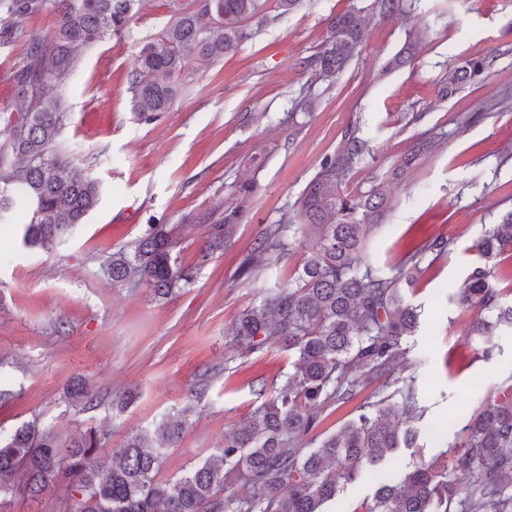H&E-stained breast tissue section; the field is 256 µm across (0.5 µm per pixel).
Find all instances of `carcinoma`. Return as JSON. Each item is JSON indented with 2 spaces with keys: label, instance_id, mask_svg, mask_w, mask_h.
I'll return each mask as SVG.
<instances>
[{
  "label": "carcinoma",
  "instance_id": "cac0c4a2",
  "mask_svg": "<svg viewBox=\"0 0 512 512\" xmlns=\"http://www.w3.org/2000/svg\"><path fill=\"white\" fill-rule=\"evenodd\" d=\"M136 0H0V8L24 19L44 11L58 15L53 33L44 36L14 26L0 27V48L24 37L28 55L9 77L14 109L0 113L9 134L0 145V224L17 218L16 204L27 209L19 223L23 245L49 249L64 244L97 208L101 184L58 148L70 113L60 95L45 87L63 86L78 61L77 50L127 29ZM266 0H193L160 39L144 46L131 74V112L143 123L169 111L177 92L171 79L187 60L214 64L247 38L245 22L264 20ZM384 19L406 13V0H375ZM368 39L365 21L347 10L330 23L329 35L305 65L322 80L337 78ZM411 41L385 66L399 69L414 56ZM493 59L475 57L448 71L442 96L474 83L491 69ZM431 142L421 140L411 156L392 169L399 178ZM364 143L348 133L336 152L325 157L304 189L293 216L267 225L240 265L239 277L259 285L258 300L239 313L232 332L242 357L282 344L294 356L292 371L281 382H253L261 403L242 424L224 432V445L193 469L160 479L170 449L176 448L195 413L192 399L149 428L127 437L119 457L97 460L101 433L90 428L59 442L56 435L24 422L0 433V512L19 492L38 498L62 490L69 512H326L344 486L363 469L382 474L361 512H512V383L480 405L464 426L466 442L456 467L466 482L448 474V465L416 462L396 473L387 463L397 448L416 447L413 423L424 408L415 393V377L405 374L412 361L407 339L420 324V308L408 294L427 270L425 260L451 250L443 235L420 243L388 276L364 261L369 238L380 228L370 216L389 208L383 187L354 196L341 182L364 153ZM258 191L252 181L235 188L238 203L206 227L199 262L231 244L244 203ZM309 254L288 284L270 283L288 259L297 235ZM176 227L150 224L126 250L102 264L115 285L132 278L147 282L165 297L191 285L198 265L186 266L175 252ZM478 255L457 286L460 303L493 314L477 317L465 335L483 336L485 357L492 356L491 336L512 328V302L503 301L496 268L512 256V208L471 245ZM393 388L388 395L357 407V413L318 447L303 438L333 406L354 400L367 387ZM70 405L90 411L104 403L84 380L66 390Z\"/></svg>",
  "mask_w": 512,
  "mask_h": 512
}]
</instances>
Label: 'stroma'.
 Returning <instances> with one entry per match:
<instances>
[{
  "label": "stroma",
  "mask_w": 512,
  "mask_h": 512,
  "mask_svg": "<svg viewBox=\"0 0 512 512\" xmlns=\"http://www.w3.org/2000/svg\"><path fill=\"white\" fill-rule=\"evenodd\" d=\"M408 13L386 20L374 0H305L297 11L250 35L224 60L188 61L172 108L146 124L131 112L129 75L141 48L173 15L172 0H143L123 36L80 50L66 99V155L102 185V201L58 249L23 248L0 224V430L39 420L65 440L93 427L100 456L113 458L127 436L196 394V413L160 478L181 474L224 441L227 427L258 404L254 380H281L293 361L274 345L237 356L231 328L257 296L238 269L261 230L289 216L298 197L347 133L366 144L342 181L359 195L386 186L391 209L369 240L366 261L396 268L412 247L439 234L455 247L438 257L411 299L421 327L410 337L412 373L426 413L417 423V452L397 467L433 460L461 442L468 415L512 381V331L494 336L491 358L462 329L476 308L453 298V287L475 262L470 246L512 206V0H410ZM361 11L369 29L362 51L334 81L304 66L325 39L330 20ZM412 63L386 72L413 35ZM493 56L486 77L444 97L449 68ZM316 101L313 112L301 109ZM433 142L404 181L390 169L419 140ZM255 179L233 243L202 266L194 284L156 299L144 282L116 286L101 269L108 253L130 246L148 225L180 227L184 262H196L205 234L198 214L236 205V185ZM218 373L206 377L209 368ZM85 378L102 396L132 390L120 413L81 412L66 386Z\"/></svg>",
  "instance_id": "stroma-1"
}]
</instances>
